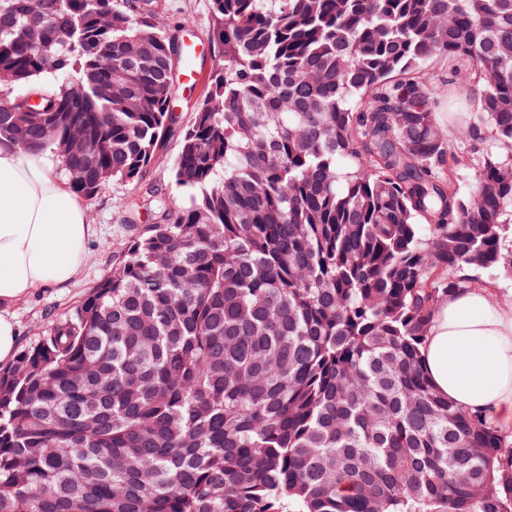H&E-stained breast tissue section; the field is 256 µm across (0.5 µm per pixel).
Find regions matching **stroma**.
<instances>
[{"label": "stroma", "mask_w": 512, "mask_h": 512, "mask_svg": "<svg viewBox=\"0 0 512 512\" xmlns=\"http://www.w3.org/2000/svg\"><path fill=\"white\" fill-rule=\"evenodd\" d=\"M172 20L191 17L193 23L184 31L186 42L195 44L197 50L207 48L210 21L209 0H171ZM203 88L195 86L190 92L174 90L172 103L178 111V120L169 130L159 160L148 173L151 182L168 186L171 164L175 158L183 130L190 119L195 102L201 98ZM137 186L112 182L96 197L87 201L89 223L96 227L95 234L87 241L86 260L75 279L66 287H51L35 291L14 308L18 324V350L33 346L59 320L69 317L86 294L105 279L119 262L125 244L142 236L148 227L146 218L130 220L120 200L138 196Z\"/></svg>", "instance_id": "1"}]
</instances>
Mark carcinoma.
Here are the masks:
<instances>
[{
  "mask_svg": "<svg viewBox=\"0 0 512 512\" xmlns=\"http://www.w3.org/2000/svg\"><path fill=\"white\" fill-rule=\"evenodd\" d=\"M187 25L0 0V146L89 200L141 182ZM208 41L188 204L121 203L148 231L0 369V512H512V440L421 352L448 294L512 274V0H211ZM465 87L462 152L436 112Z\"/></svg>",
  "mask_w": 512,
  "mask_h": 512,
  "instance_id": "cac0c4a2",
  "label": "carcinoma"
}]
</instances>
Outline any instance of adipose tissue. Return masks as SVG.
<instances>
[{"mask_svg":"<svg viewBox=\"0 0 512 512\" xmlns=\"http://www.w3.org/2000/svg\"><path fill=\"white\" fill-rule=\"evenodd\" d=\"M93 232L84 205L47 160L0 146V362L17 348L13 306L37 289L67 285ZM422 354L438 393L512 429V305L495 288L444 299Z\"/></svg>","mask_w":512,"mask_h":512,"instance_id":"1","label":"adipose tissue"}]
</instances>
